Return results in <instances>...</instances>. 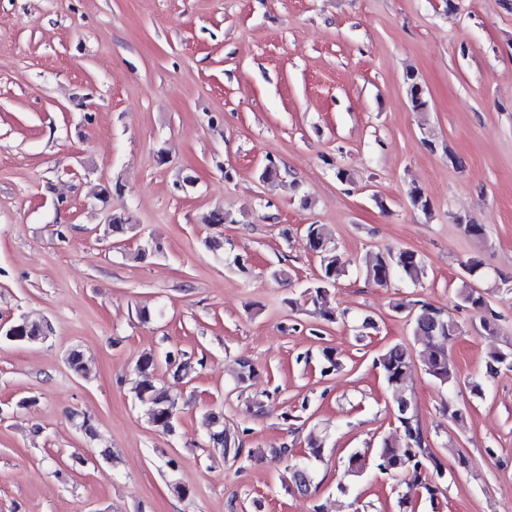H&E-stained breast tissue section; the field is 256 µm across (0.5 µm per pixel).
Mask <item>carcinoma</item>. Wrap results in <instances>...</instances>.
I'll use <instances>...</instances> for the list:
<instances>
[{
  "label": "carcinoma",
  "instance_id": "obj_1",
  "mask_svg": "<svg viewBox=\"0 0 512 512\" xmlns=\"http://www.w3.org/2000/svg\"><path fill=\"white\" fill-rule=\"evenodd\" d=\"M407 98L412 110L423 112L429 106L426 92L416 75L406 76ZM133 229L132 217L126 212L112 213V224L108 225L110 235L121 239ZM306 237L311 250L319 257L320 275L308 291L310 301L321 319L335 323L346 319V312L330 306V296L336 283L346 275L350 260L338 252L336 245L328 238L322 225L310 224L306 228ZM426 275L424 260L408 249L376 253L365 266V276L377 285H386L398 277L413 285L421 283ZM457 297L463 305L479 314L480 325L491 328L498 315L488 306L486 297L467 283L457 288ZM401 313L407 309L414 312L411 319L414 339L421 343L418 357L402 343L387 347L374 359L373 365L382 375L389 392L405 393L404 382L420 361L423 370L432 380L445 386L458 380L456 367L448 360V350L444 341L462 333L461 326L444 310L424 301L407 300L394 305ZM43 322L28 320L23 331L24 343L31 344L44 340ZM160 360L152 352L144 353L137 361L139 382L137 399L148 406L150 420L158 431L170 434L175 430V414L178 401L167 388L154 380V371ZM67 364L77 375H87L83 352L73 348L67 355ZM502 370H512V348L493 349L487 353L484 379L477 377L467 382L472 398L482 400L486 395L485 381L495 377ZM212 442L218 444L224 454L238 458L242 449L236 446L235 438L224 429V417L219 411L209 415ZM399 435L394 440L384 439L380 446L371 452L355 451L344 461L345 472L360 476L374 468L382 474L403 478L405 491L398 495L399 509H406L419 498L437 506L442 485L447 482L448 471L436 457L415 410H409L402 420H396ZM288 489L306 492L312 485V474L305 464L288 465Z\"/></svg>",
  "mask_w": 512,
  "mask_h": 512
}]
</instances>
